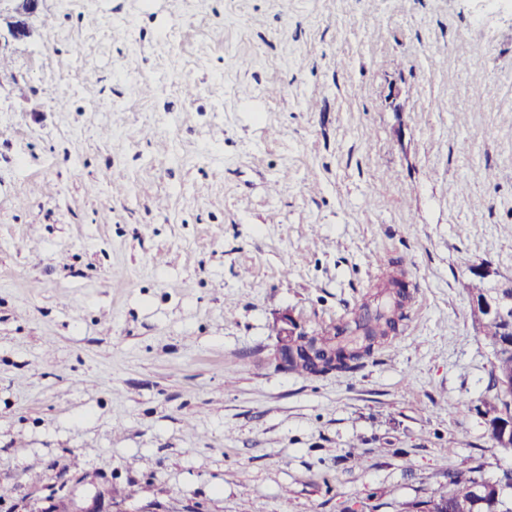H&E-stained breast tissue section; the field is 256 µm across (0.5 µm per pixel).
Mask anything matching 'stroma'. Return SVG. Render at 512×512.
<instances>
[{"label": "stroma", "mask_w": 512, "mask_h": 512, "mask_svg": "<svg viewBox=\"0 0 512 512\" xmlns=\"http://www.w3.org/2000/svg\"><path fill=\"white\" fill-rule=\"evenodd\" d=\"M29 24L0 50V512H402L461 460L512 467L467 288L512 278V5L43 0ZM398 265L395 343L271 364L279 315L341 323Z\"/></svg>", "instance_id": "obj_1"}]
</instances>
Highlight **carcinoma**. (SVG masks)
<instances>
[{
    "instance_id": "obj_1",
    "label": "carcinoma",
    "mask_w": 512,
    "mask_h": 512,
    "mask_svg": "<svg viewBox=\"0 0 512 512\" xmlns=\"http://www.w3.org/2000/svg\"><path fill=\"white\" fill-rule=\"evenodd\" d=\"M399 282L398 277L390 278L373 295L376 304L363 303L342 324L323 328L300 344L296 354L288 358V370L302 375L313 373V364L305 354L308 347L336 357V365L323 369L325 374L360 367V361L377 344L401 332L402 322L407 319L401 300L393 301L389 295V287ZM503 329L504 324L495 317L485 319L479 328L494 356L491 388L496 395L491 438L495 442L501 440L504 428L512 425V335H504ZM405 512H512V470L495 480L482 477L477 466L451 470L447 483L427 498L408 504Z\"/></svg>"
}]
</instances>
